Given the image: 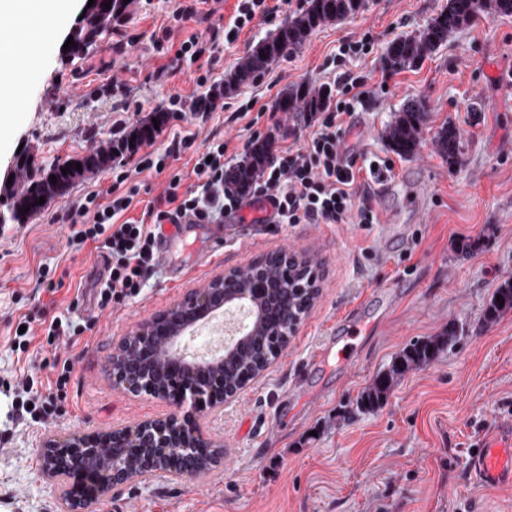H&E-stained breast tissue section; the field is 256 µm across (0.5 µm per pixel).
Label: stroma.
<instances>
[{"instance_id": "obj_1", "label": "stroma", "mask_w": 512, "mask_h": 512, "mask_svg": "<svg viewBox=\"0 0 512 512\" xmlns=\"http://www.w3.org/2000/svg\"><path fill=\"white\" fill-rule=\"evenodd\" d=\"M84 0H73L62 18L43 17L36 29L40 58L9 73L15 108L0 134V176L18 149L39 162L84 157L107 145L120 118L139 123L169 95L192 94V67L159 77L153 48L174 0H130L127 18L99 38L82 57L67 55L65 37ZM269 20L243 29L213 63L224 78L261 39L300 13L306 0H268ZM447 0H367L357 15L315 30L290 57L273 63L258 81L228 100L256 101L258 122L277 145L303 131V114L274 111L276 98L299 83L329 86L332 60L345 42L373 35L371 51L351 60L365 75L369 94L357 105L344 147L357 160L394 163L385 189L377 191L373 224H265L262 209L245 207V241L212 247L206 225L192 224L171 263L151 277L140 298L94 315L92 331L52 348L35 336L39 358L66 352L74 372L58 416L42 420L22 409L9 390L33 373L11 338L25 316L49 318L66 310L77 292L92 293L100 270L96 251L65 250L69 227L52 216L64 202L105 191L112 170L132 168L136 155L88 173L64 198L22 224L0 226V512H59L37 449L47 434L92 432L168 413L169 405L115 386L109 360L118 341L216 275L250 265L282 249L307 259L320 274L318 296L287 347L268 369L242 389L233 404L202 413L200 424L224 445V459L205 476L140 480L116 486L87 512H512V488L473 483L475 448L496 425L512 423V310L485 321L496 288L512 280V105L504 83L512 74V15L483 14L418 67L391 71L383 61L389 43L420 29ZM127 114L114 112V100ZM425 101L429 120L415 156L395 155L383 136L407 101ZM452 124L461 135L463 162L448 166L436 131ZM224 136L235 156L248 138L231 111L206 122L167 121L149 142L164 150L174 133ZM68 271L51 296L34 295L40 266ZM370 332L352 336L349 361L311 366L313 354L351 309ZM458 335L427 366L399 377L372 411L356 402L373 378L411 343Z\"/></svg>"}]
</instances>
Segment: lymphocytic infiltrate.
Here are the masks:
<instances>
[{
    "label": "lymphocytic infiltrate",
    "mask_w": 512,
    "mask_h": 512,
    "mask_svg": "<svg viewBox=\"0 0 512 512\" xmlns=\"http://www.w3.org/2000/svg\"><path fill=\"white\" fill-rule=\"evenodd\" d=\"M203 3L208 4V11H200ZM223 6L224 0H178L163 38L155 43L159 54L196 66L195 83L202 93L171 94L168 104L175 114L190 112L203 121L209 113L224 111L221 82L215 80L211 69L198 66L197 59L215 60L240 30L272 14L267 0H238L232 27L212 24L173 44L172 35L182 23L199 20L204 13L215 16ZM335 83L336 98L324 111L308 116L307 131L299 143L279 147L274 162L251 182L246 193L225 186L230 158L223 137L208 138L204 150L197 152L193 149L196 135L188 131L174 134L163 152L141 154L133 171L117 174L105 194L95 193L66 204L56 220L70 227L68 250L77 252L93 244L107 257V275L95 293L98 308L105 310L139 297L156 268L155 227L159 224H175L183 218L193 224H220L225 215L240 212L247 197L270 200L277 224L375 223L372 187L388 177L392 164H377L369 169L367 181H359L356 161L343 152L342 144L346 118L366 98L367 82L365 77L346 71ZM190 151L195 154L192 172L196 182L192 185L186 184L183 172L174 166ZM143 172L165 175L166 185L160 195L148 201L141 217L131 220L125 213L141 190L133 176ZM50 369V379L29 376L20 386L33 411L45 417L58 411V401L74 370L73 359L54 355Z\"/></svg>",
    "instance_id": "1"
}]
</instances>
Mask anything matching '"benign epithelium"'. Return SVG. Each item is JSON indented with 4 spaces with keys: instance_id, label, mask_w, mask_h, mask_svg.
<instances>
[{
    "instance_id": "benign-epithelium-1",
    "label": "benign epithelium",
    "mask_w": 512,
    "mask_h": 512,
    "mask_svg": "<svg viewBox=\"0 0 512 512\" xmlns=\"http://www.w3.org/2000/svg\"><path fill=\"white\" fill-rule=\"evenodd\" d=\"M256 301L247 290L224 291L220 275L204 288L191 291L180 305L189 308L182 327L165 336H158L144 325L131 336L132 348L149 356L147 370H116L112 353L110 373L115 386L132 395L152 393L174 407L170 414L131 425L60 436L50 434L41 443L39 455L45 460L44 475L56 484V475L67 478L58 486L63 512H85L89 497H98L112 486L137 480L136 467L120 449H146L144 467L154 475L165 476L181 469L191 475L197 450L205 448L221 458L219 445L204 434L197 413L204 409H222L234 401L237 393L224 390V358L251 336L246 322L225 337L223 349L207 357L186 353L182 341L199 331L198 323L212 314L235 307L238 311L254 307Z\"/></svg>"
}]
</instances>
